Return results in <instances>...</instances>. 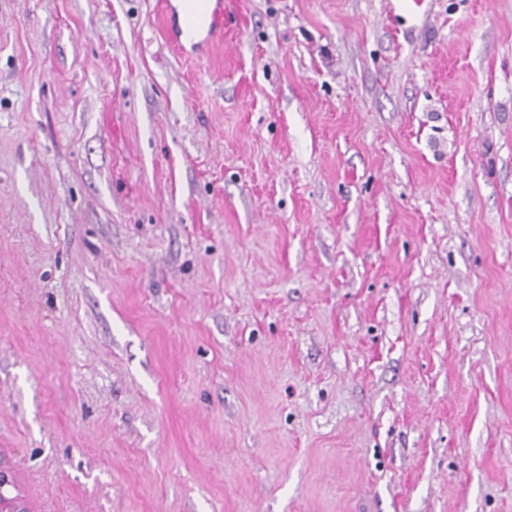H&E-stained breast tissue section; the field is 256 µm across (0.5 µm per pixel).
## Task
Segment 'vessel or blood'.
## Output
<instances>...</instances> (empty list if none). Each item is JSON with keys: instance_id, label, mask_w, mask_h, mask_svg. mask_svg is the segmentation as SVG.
<instances>
[{"instance_id": "vessel-or-blood-1", "label": "vessel or blood", "mask_w": 512, "mask_h": 512, "mask_svg": "<svg viewBox=\"0 0 512 512\" xmlns=\"http://www.w3.org/2000/svg\"><path fill=\"white\" fill-rule=\"evenodd\" d=\"M164 40L176 49L185 44L215 45L224 37V0H184V17L173 20L171 5H164Z\"/></svg>"}]
</instances>
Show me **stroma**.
Masks as SVG:
<instances>
[{
    "instance_id": "35a3bbf8",
    "label": "stroma",
    "mask_w": 512,
    "mask_h": 512,
    "mask_svg": "<svg viewBox=\"0 0 512 512\" xmlns=\"http://www.w3.org/2000/svg\"><path fill=\"white\" fill-rule=\"evenodd\" d=\"M0 0V458L32 512H512V0ZM171 1L164 2V40L182 51L186 43L216 45L224 38L223 0H185L184 17L173 21Z\"/></svg>"
}]
</instances>
